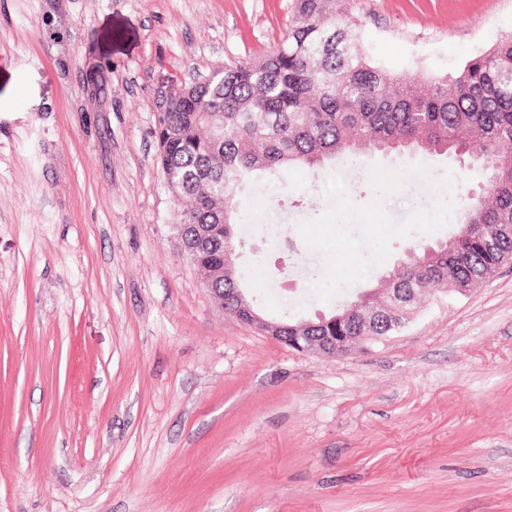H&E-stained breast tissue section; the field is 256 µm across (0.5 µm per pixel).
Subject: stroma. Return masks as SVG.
Here are the masks:
<instances>
[{
    "label": "stroma",
    "instance_id": "obj_1",
    "mask_svg": "<svg viewBox=\"0 0 512 512\" xmlns=\"http://www.w3.org/2000/svg\"><path fill=\"white\" fill-rule=\"evenodd\" d=\"M369 59L441 76L512 0H356ZM291 0H0V512H512V266L400 332L299 354L170 238L156 96L269 54ZM241 199L256 308L307 320L446 242L479 163L368 153ZM233 317L241 321L242 323L261 331L262 333L271 336L272 338L279 341L284 336H278L279 330L285 328V326L268 321L261 316L253 307L251 301H249L243 294L239 296L238 305Z\"/></svg>",
    "mask_w": 512,
    "mask_h": 512
}]
</instances>
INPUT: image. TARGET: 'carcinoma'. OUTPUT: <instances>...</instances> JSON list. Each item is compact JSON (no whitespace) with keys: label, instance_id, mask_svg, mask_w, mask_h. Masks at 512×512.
I'll list each match as a JSON object with an SVG mask.
<instances>
[{"label":"carcinoma","instance_id":"cac0c4a2","mask_svg":"<svg viewBox=\"0 0 512 512\" xmlns=\"http://www.w3.org/2000/svg\"><path fill=\"white\" fill-rule=\"evenodd\" d=\"M352 2L292 0L288 28L269 56L224 68L160 113L157 128L185 244L194 246L198 229L222 225V247L201 262L226 305L249 289L236 263L215 273V254L237 253L239 198L261 176L293 166L317 174L362 149L406 148L425 158L476 152L485 188L468 219L378 281L413 290L405 307L389 304L399 321L372 326L382 338L413 319L422 289L474 288L512 259V36L423 88L366 58L350 23Z\"/></svg>","mask_w":512,"mask_h":512}]
</instances>
